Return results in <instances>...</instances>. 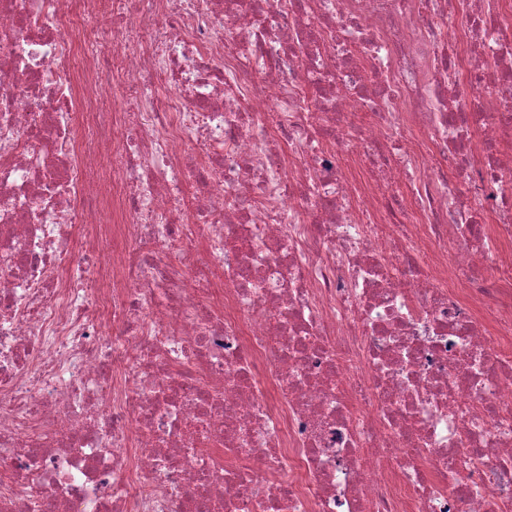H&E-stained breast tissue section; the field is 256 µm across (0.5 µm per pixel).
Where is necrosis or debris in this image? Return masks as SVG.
I'll list each match as a JSON object with an SVG mask.
<instances>
[{
	"instance_id": "1",
	"label": "necrosis or debris",
	"mask_w": 512,
	"mask_h": 512,
	"mask_svg": "<svg viewBox=\"0 0 512 512\" xmlns=\"http://www.w3.org/2000/svg\"><path fill=\"white\" fill-rule=\"evenodd\" d=\"M0 459V512H512V0H0Z\"/></svg>"
}]
</instances>
